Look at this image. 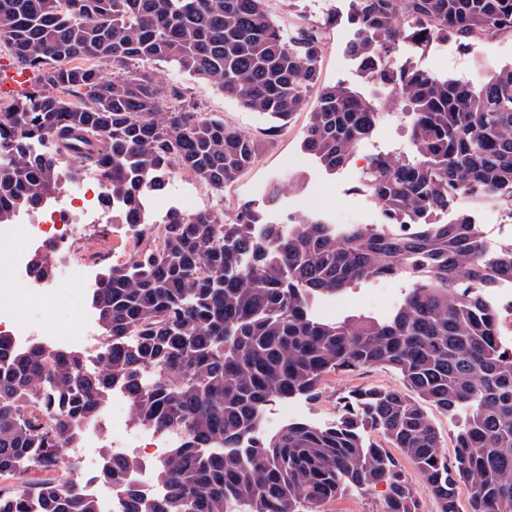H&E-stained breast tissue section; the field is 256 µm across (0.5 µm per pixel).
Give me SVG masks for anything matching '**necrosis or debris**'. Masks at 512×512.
Wrapping results in <instances>:
<instances>
[{"label":"necrosis or debris","instance_id":"1","mask_svg":"<svg viewBox=\"0 0 512 512\" xmlns=\"http://www.w3.org/2000/svg\"><path fill=\"white\" fill-rule=\"evenodd\" d=\"M104 186L103 176L99 171H85L74 194L80 207L79 216H72L64 208L50 209L34 221L0 225V270L9 272L11 289L41 295L46 299L42 326L38 329L19 325L13 305L0 301V334L28 337L40 332L46 336L54 335L52 297L57 294L59 285L72 281L81 291L94 286L92 268H84L81 278L77 279L73 276L72 264L61 262L57 265L55 277L40 281L32 275L30 262L32 253L38 249L59 253L62 245L73 236L75 219L93 224L109 219V211L103 209L99 203ZM109 430L121 437L120 442L110 447L111 452L120 457L136 454L138 447L147 446L153 448L155 458H162L176 437L169 430L135 428L113 411L98 412L94 421L86 425L84 439L77 448L71 449L70 455L76 458L81 473L87 475L86 489L98 501L100 512H121V493L115 490L103 493L96 477L103 454L95 447L94 441Z\"/></svg>","mask_w":512,"mask_h":512}]
</instances>
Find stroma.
<instances>
[{
    "instance_id": "1",
    "label": "stroma",
    "mask_w": 512,
    "mask_h": 512,
    "mask_svg": "<svg viewBox=\"0 0 512 512\" xmlns=\"http://www.w3.org/2000/svg\"><path fill=\"white\" fill-rule=\"evenodd\" d=\"M350 7V0H338L337 25L327 37L321 63L322 79L377 99L381 120L380 126L360 144L351 161L331 175L303 153L301 137L308 121L307 113L296 114L287 128L271 132L267 116L243 108L212 81L158 63L154 70L164 82L183 89L205 111L238 126L259 143L260 154L256 164L220 194L211 192L189 173L174 169L165 187L151 193L147 199L153 221H162L175 207L194 213L212 208L229 211L246 201L261 204L270 189L280 184L286 188L279 200L281 211L311 210L334 224L378 223L379 210L360 179L364 161L377 153L409 155L412 144L407 123L399 118L400 108L378 98L377 86L358 75L355 63L345 52L352 34L346 22ZM444 47L447 56L422 59V66L439 75L478 81L489 70L512 64V37L482 41L476 50L460 48L452 41L445 42ZM135 245L122 224H82L70 241L69 258L77 268L87 260L100 268L119 263L121 256L130 253ZM409 286L405 279H392L385 284L378 280L364 281L336 297L317 300L313 312L327 321L359 315L383 319L401 304ZM371 386L399 391L405 388L397 372L381 367L332 373L325 378L323 394L318 400L296 397L269 404L264 410V432L270 435L298 421L322 426L335 423L342 414L344 396L354 388ZM384 494L385 487L381 484L367 490L348 486L336 500L325 503L322 512H380Z\"/></svg>"
}]
</instances>
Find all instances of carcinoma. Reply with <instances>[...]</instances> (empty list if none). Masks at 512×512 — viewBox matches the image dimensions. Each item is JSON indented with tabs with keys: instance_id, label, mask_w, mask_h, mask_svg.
<instances>
[{
	"instance_id": "cac0c4a2",
	"label": "carcinoma",
	"mask_w": 512,
	"mask_h": 512,
	"mask_svg": "<svg viewBox=\"0 0 512 512\" xmlns=\"http://www.w3.org/2000/svg\"><path fill=\"white\" fill-rule=\"evenodd\" d=\"M268 2L0 0V44L37 73L0 107V224L98 169L102 206L133 239L153 226L156 240L98 273L99 367L0 335V477L21 482L0 488V512H99L58 450L77 447L114 385L136 425L180 434L155 463L159 501L131 480L136 459L105 460L98 479L119 489L124 512H321L345 486L379 483L381 512H462V486L469 512H512V346L490 301L512 280V241L487 252L464 202L512 206V66L475 83L395 60L406 41L512 35V0H352L346 49L405 111L412 141V155L372 161L382 223L338 231L318 214L252 202L230 214L173 208L155 223L147 198L174 168L222 193L259 156L252 137L161 83L157 62L213 81L281 129L308 113L303 150L330 173L374 130L375 103L322 83L336 18L301 19L287 38ZM46 139L50 153L39 150ZM31 267L42 279L54 271L46 254ZM391 278L411 288L386 321L311 313L319 296ZM369 367L396 371L407 392L358 388L336 423L262 433L268 403L316 400L328 374ZM432 406L464 413L452 462ZM368 431L413 465L430 505Z\"/></svg>"
}]
</instances>
